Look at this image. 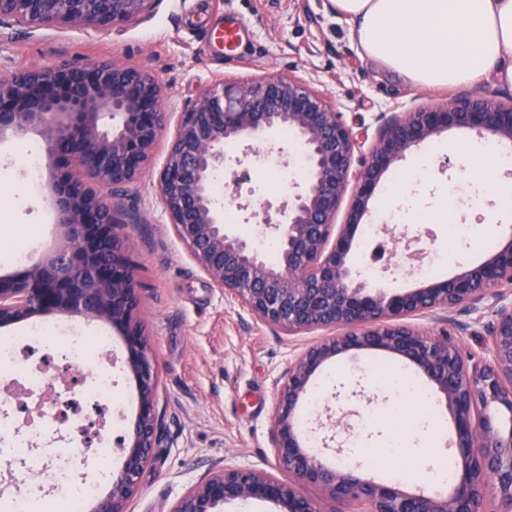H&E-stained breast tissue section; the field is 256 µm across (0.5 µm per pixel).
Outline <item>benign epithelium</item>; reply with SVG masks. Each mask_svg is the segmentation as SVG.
<instances>
[{"mask_svg":"<svg viewBox=\"0 0 512 512\" xmlns=\"http://www.w3.org/2000/svg\"><path fill=\"white\" fill-rule=\"evenodd\" d=\"M159 0H0V24L109 27L148 17ZM168 122L161 89L147 71L112 61L32 67L0 75V140L31 131L46 144L47 188L58 213L55 247L30 265L0 276V327L34 315L65 313L101 320L123 338L137 380L138 410L120 446L122 467L91 512H126L154 461L161 427L158 377L138 318L136 268L124 248L127 188L148 169ZM293 131L306 179L261 223L278 243L271 262L226 229L213 194L216 174L243 164L224 144L246 152L266 133ZM464 128L484 139L512 141V101L460 96L443 106L383 112L369 158L341 113L293 77L227 86L217 79L180 113L158 173L164 213L201 271L233 295L255 320L290 335L328 330L302 348L277 388L271 438L282 480L267 471L213 466L169 512H220L231 501L259 500L277 512H319L302 494L315 486L352 512H512V230L490 256L447 279L387 292L352 265L353 240L383 175L412 148ZM343 222H337L348 190ZM493 300L485 327L489 357L461 353L448 329L413 320L436 311L477 308ZM353 350L388 353L423 375L454 422L455 480L446 494L407 492L353 468L328 465L309 448L299 404L317 372Z\"/></svg>","mask_w":512,"mask_h":512,"instance_id":"1","label":"benign epithelium"}]
</instances>
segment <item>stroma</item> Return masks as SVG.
I'll use <instances>...</instances> for the list:
<instances>
[{"label": "stroma", "instance_id": "1", "mask_svg": "<svg viewBox=\"0 0 512 512\" xmlns=\"http://www.w3.org/2000/svg\"><path fill=\"white\" fill-rule=\"evenodd\" d=\"M241 21L249 35L246 55L228 60L218 40L227 19ZM117 59L147 70L159 83L166 112L179 115L197 93L215 79L251 83L269 76H293L330 100L363 144L360 158H368L375 119L382 112L417 106H443L454 94L445 89H415L396 76L377 70L363 58L350 34V25L336 15L330 0H160L151 16L121 27L16 28L0 25V74L32 66L48 67L63 61L93 63ZM174 135L166 129L148 172L133 185L124 203L141 216L127 225L128 253L137 265L140 284V319L149 353L159 374L160 443L141 486L127 505L128 512H169L175 500L208 468L218 465L264 470L287 478L271 442L272 404L278 383L293 356L320 339L317 331L288 335L255 321L231 295L224 293L197 266L177 239L162 212L156 179ZM471 131L452 128L436 136L438 148L426 175L416 188L402 191L396 179L414 173L415 153L382 178L377 191L389 193L388 202L372 200L364 224H376L406 237L416 238L424 258L454 250L443 225L420 224L417 212L432 211L452 197L453 223L469 227L461 255L439 264L436 275L446 278L463 267L484 261L504 227L512 226V213L503 209L493 186L467 175L461 156L448 148L470 139ZM44 148L38 133L23 140L0 142V250L9 249L18 237L30 240L29 260L47 253L58 232L57 212L47 189L31 190L28 171L19 160L21 144ZM223 201L248 202L254 207L280 203L287 187L275 188L251 166L241 186L234 175L220 173ZM356 268L367 270L371 284L403 291L418 287L424 275L410 268L409 260L387 269L369 262L363 236L353 243ZM490 318L486 304L459 308L420 318L423 328L448 327L463 353L486 355L484 325ZM113 372L124 407L113 409L112 430L102 432L104 447L113 451L111 461L98 454L79 455L72 479H84L106 495L122 466L118 448L133 423L137 407L136 381L125 363L120 336L112 338ZM378 351H352L326 365L314 380L312 399L304 407L312 424L328 417L347 415L348 431L337 441L344 452L342 463L354 462L356 447L375 449L385 459L382 470L364 468L367 477L385 480L387 473L416 462L418 473L408 480V490L428 487L432 463L451 457L453 424H446L427 456L403 447L393 452V437L412 439L421 410L413 399L397 401L404 424L392 427L380 413L395 401L380 383L378 370L384 360ZM363 395H355L356 387ZM10 419L13 432L27 438L33 455L41 458L44 472L28 481L24 459L0 451V495L6 498L50 499L55 495L58 471L55 449L65 447L60 435L31 432L23 415Z\"/></svg>", "mask_w": 512, "mask_h": 512}]
</instances>
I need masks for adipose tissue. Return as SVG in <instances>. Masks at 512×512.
I'll return each instance as SVG.
<instances>
[{"instance_id":"obj_1","label":"adipose tissue","mask_w":512,"mask_h":512,"mask_svg":"<svg viewBox=\"0 0 512 512\" xmlns=\"http://www.w3.org/2000/svg\"><path fill=\"white\" fill-rule=\"evenodd\" d=\"M351 25L364 58L413 88H460L485 81L512 86V0H331ZM469 168L512 207V186L496 176L500 147L461 142Z\"/></svg>"}]
</instances>
